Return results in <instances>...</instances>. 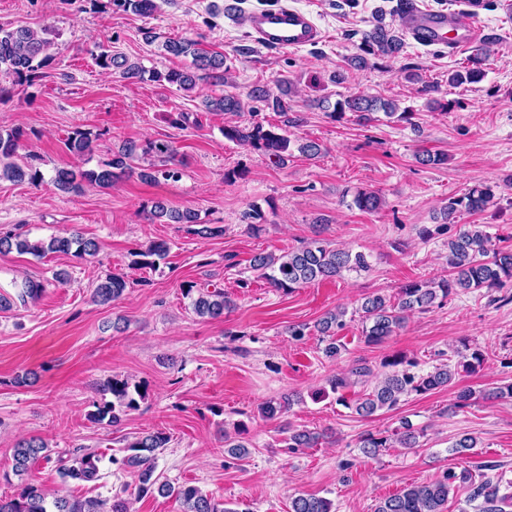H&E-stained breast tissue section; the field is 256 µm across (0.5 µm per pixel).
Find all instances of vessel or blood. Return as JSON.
Returning <instances> with one entry per match:
<instances>
[{"label": "vessel or blood", "instance_id": "vessel-or-blood-1", "mask_svg": "<svg viewBox=\"0 0 512 512\" xmlns=\"http://www.w3.org/2000/svg\"><path fill=\"white\" fill-rule=\"evenodd\" d=\"M406 35L425 47L460 49L480 40L482 28L472 17L461 16L449 21L442 10L420 7L416 0H409L400 14ZM251 37L268 48L301 49L318 43L321 29L311 16L282 0L272 8L260 9L249 17Z\"/></svg>", "mask_w": 512, "mask_h": 512}]
</instances>
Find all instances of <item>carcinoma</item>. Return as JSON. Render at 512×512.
Listing matches in <instances>:
<instances>
[{
    "mask_svg": "<svg viewBox=\"0 0 512 512\" xmlns=\"http://www.w3.org/2000/svg\"><path fill=\"white\" fill-rule=\"evenodd\" d=\"M405 0H397L388 9L380 8L376 12L372 27L363 33L360 53L351 59V65L364 68L369 64V57L392 58L403 51L404 38L398 30L385 23L386 15L399 13ZM115 6L124 11L138 15L151 16L158 10L157 0H113ZM51 41L27 28L5 29L0 27V67L14 74L21 82L31 83L40 77V70L50 59L47 50ZM162 48L175 56L191 55L194 70L170 71L162 74L158 71L147 72L139 63H130L126 58H119L107 48L96 56L98 65L104 69H113L115 73L128 81H142L145 74L154 80L164 79L182 90L193 89L200 80L215 83L225 82L229 68L227 57L218 52H207L198 48V42L190 39L167 40ZM488 55V44L484 43L473 50L468 57L467 66L456 70L448 77V83L455 86L480 82L484 77L482 62ZM278 92H273L265 85H257L250 91L249 97L254 102L264 103L277 112L287 109L284 98L292 93V85L281 80ZM207 110L212 112H240L243 109L241 99L233 93H226L219 98L204 101ZM334 111L342 114L352 112L358 121L369 122L373 114L383 112L388 118L399 121L410 119V112L397 111L391 101L380 98L351 94L336 102ZM25 137L22 130H14L7 135L0 134V180L13 182L28 181L41 184L40 171L29 165L22 167L11 161ZM224 138L262 151L280 160L291 153V147L297 146L300 154L315 158L321 154V145L312 140L300 143L292 140L284 129L265 127L261 122L249 126L227 125ZM91 133L77 129L68 137V148L77 155L92 151ZM153 154L159 158L160 165L135 166L143 155ZM175 150L167 143L150 142L144 146L134 143L124 144L112 154V158L97 169L60 168L51 180L59 191L78 192L84 186L109 188L113 179L120 173L137 172L144 182H155L163 177L173 178L177 171L172 168ZM493 198L492 190L487 186H475L463 197L451 198L441 210V218L448 224L454 223L459 209L468 212L482 210ZM355 205L367 212H374L381 206V197L374 192L362 191L354 198ZM152 220L166 219L175 224L197 223V213L186 209H170L157 202L151 212ZM17 251L44 258L50 253H72L76 257L93 256L99 250V244L91 238L73 233L69 236H54L47 240L31 239L25 234L5 232L0 235V253ZM168 246L164 242H153L141 253L146 258L144 264L155 265L153 258L165 257ZM369 267L362 253L352 254L337 249L323 240H314L304 246L290 250L278 257L271 254H258L253 258L252 268L260 272L267 283L284 292H291L301 286L318 280L336 278L348 271L365 270ZM447 279L434 288L426 282H413L401 288L396 301L391 302L380 295L369 296L361 304V321L363 334L369 343H381L402 327L405 314L412 311L427 310L434 306L440 297L447 298L458 292H467L482 288H503L512 281V249L498 247L492 237L484 232L478 224H466L454 236L448 238ZM127 288V283L119 275H109L97 285L93 298L102 305H109L119 300ZM45 284L41 281L26 279L17 293L18 299L26 304L41 298ZM192 289L185 291L191 298L194 313L202 319L217 320L224 317V311L231 308V301L222 290H198V295L191 296ZM345 311L329 312L317 323L318 331L324 336L335 335V330L344 326ZM484 363V355L475 351L470 359L457 364L440 363L426 373L414 371L416 364L401 357L384 361L383 366L390 368L383 378L364 397L355 401L353 408L357 415L369 417L376 412L391 410L399 404L401 398L412 393L425 394L455 382L459 371L471 372ZM103 391L112 395V401L96 406L90 414L96 423L116 424L120 414L137 409L139 401L145 398V392L138 384L126 379L112 378L104 385ZM420 431L409 422L402 423L397 430V442L403 448H415L419 445ZM322 434L310 430H296L288 435V448H314L319 444ZM170 437L161 431L149 433L136 438L124 447L126 455L122 458L110 457V462L120 468H135L138 473L136 492L138 495L156 492L162 496H173L183 507L182 512H238L203 494L192 485L176 487L156 475L157 451L167 447ZM388 438L379 437L372 432L361 436L360 448L368 456L376 457L383 448H389ZM478 447L475 437L465 434L452 445V451L460 457ZM47 445L39 438L20 440L13 453V470L21 475L29 471L31 465L39 458L49 459L45 454ZM103 456L88 449H78L65 459L60 460V476L66 482H96L101 478ZM458 480L471 482L468 501H480L479 512H505L512 505V497L500 493L499 485L489 478L478 482L472 480L470 470L459 473L453 469L446 470L442 478L423 484H411L400 493L380 502L374 512H444L448 496ZM49 493L40 485L29 482L18 489L17 494L8 499L0 498V512H128L129 502L120 494L108 499L86 498L68 499L55 497L48 500ZM292 512H332V502L323 497L300 495L292 499Z\"/></svg>",
    "mask_w": 512,
    "mask_h": 512,
    "instance_id": "obj_1",
    "label": "carcinoma"
}]
</instances>
